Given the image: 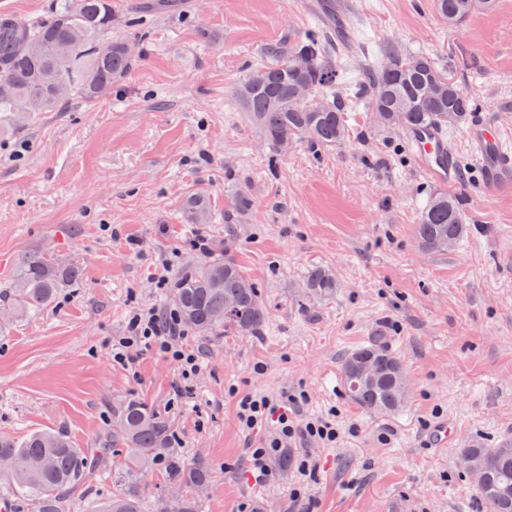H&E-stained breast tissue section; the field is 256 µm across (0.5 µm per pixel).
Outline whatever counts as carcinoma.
I'll return each mask as SVG.
<instances>
[{"label":"carcinoma","instance_id":"carcinoma-1","mask_svg":"<svg viewBox=\"0 0 512 512\" xmlns=\"http://www.w3.org/2000/svg\"><path fill=\"white\" fill-rule=\"evenodd\" d=\"M491 0H435V8L450 26L463 24L478 4ZM37 51H30V46ZM271 64L251 72L239 97L267 144L276 151L296 142L335 147L348 136L345 111L330 89L337 64L309 39L288 48L271 46ZM385 62L370 68L357 100L386 129L428 126L448 129V114L465 125L475 111L473 101L424 53L404 54L391 43ZM134 56L127 43L112 36V0H51L50 16L22 22L0 15V112L11 124H23L34 112H54L66 100L93 101L112 89L131 70ZM440 85L437 95L429 89ZM193 224L208 220L205 199L186 201ZM463 199L436 193L421 212L415 234L426 249L446 250L466 235ZM19 273L3 294L8 309L40 312L79 277L74 266L60 264L40 252L18 258ZM305 293L314 300L336 292V278L313 268L305 278ZM169 303L181 320L203 337L255 336L265 326L267 311L259 288L228 253L189 267L174 280ZM341 374L349 397L361 407L393 413L408 402L403 364L382 343L374 341L346 354ZM126 451L124 461L105 469L109 454ZM460 459L481 475L475 491L488 512H512V442L492 448L472 444ZM10 463L3 474L13 496L0 499L3 512H16V498L32 501L34 512H67L74 492L98 478L112 480V499L91 505L89 512H144L142 477L163 473L157 488V512H168V482L185 494L179 512H196L199 491L208 486L207 469L188 463L173 439L169 421L138 400L112 409V436L101 448H75L61 433L38 432L17 440L0 434V461Z\"/></svg>","mask_w":512,"mask_h":512}]
</instances>
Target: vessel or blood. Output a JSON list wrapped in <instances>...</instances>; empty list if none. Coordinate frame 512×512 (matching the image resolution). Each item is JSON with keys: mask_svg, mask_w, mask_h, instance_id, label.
Listing matches in <instances>:
<instances>
[{"mask_svg": "<svg viewBox=\"0 0 512 512\" xmlns=\"http://www.w3.org/2000/svg\"><path fill=\"white\" fill-rule=\"evenodd\" d=\"M467 139L485 187L512 184V141L500 130L479 121L468 129ZM407 141L424 175L443 183H456L458 160L446 132L434 127L417 128L408 132Z\"/></svg>", "mask_w": 512, "mask_h": 512, "instance_id": "b4317fda", "label": "vessel or blood"}]
</instances>
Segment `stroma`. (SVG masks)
<instances>
[{"label":"stroma","mask_w":512,"mask_h":512,"mask_svg":"<svg viewBox=\"0 0 512 512\" xmlns=\"http://www.w3.org/2000/svg\"><path fill=\"white\" fill-rule=\"evenodd\" d=\"M352 15L317 23L298 0H112V33L135 64L95 101H70L0 135V287L22 252L74 265L79 279L39 314L0 310V432L65 433L100 447L112 410L138 399L160 410L188 462L210 469L200 512H487L460 450L512 440V185L485 190L465 129L451 193L466 201L469 232L448 251L422 248L419 215L441 183L426 177L404 133L376 126L354 99L361 74L393 43L425 53L472 97L478 117L512 138V0L477 8L458 28L433 0H354ZM312 37L344 67L350 136L322 148L265 144L236 98L266 48ZM205 198L211 221L187 223ZM246 209H236L240 197ZM260 289L257 336L206 339L191 389L177 364L135 352L113 364V337L133 309L165 310L168 289L196 250L226 240ZM330 269L338 288L314 301L303 280ZM382 340L410 389L394 414L348 396L343 356ZM301 395L297 420L335 414L332 448L289 443L256 478L250 451L275 425L237 423L238 395ZM449 423L440 448L431 435ZM308 461V473L299 464Z\"/></svg>","instance_id":"stroma-1"}]
</instances>
